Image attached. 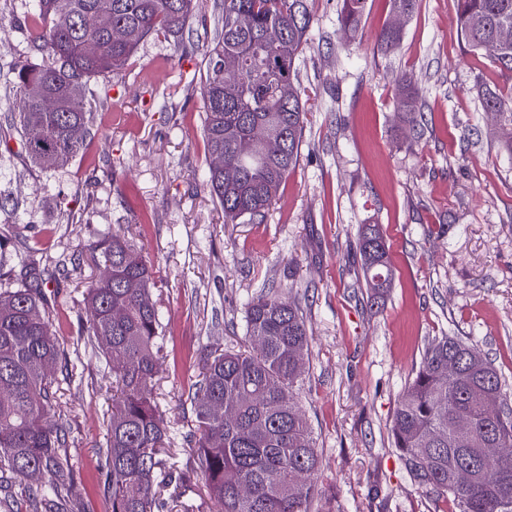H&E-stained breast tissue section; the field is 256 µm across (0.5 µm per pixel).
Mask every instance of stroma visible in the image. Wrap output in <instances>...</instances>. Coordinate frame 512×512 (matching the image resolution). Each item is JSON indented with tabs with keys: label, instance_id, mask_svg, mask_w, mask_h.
Listing matches in <instances>:
<instances>
[{
	"label": "stroma",
	"instance_id": "35a3bbf8",
	"mask_svg": "<svg viewBox=\"0 0 512 512\" xmlns=\"http://www.w3.org/2000/svg\"><path fill=\"white\" fill-rule=\"evenodd\" d=\"M339 0H317L298 60L303 145L276 203L259 223L228 224L205 180L201 74L210 38L198 22L177 41L149 37L125 68L92 79L93 133L63 168L27 158L6 116L11 67L42 62L26 0H0V254L65 263L47 295L67 357L51 412L67 428L83 512H111L103 487L112 376L79 336L84 297L99 271L101 231H125L155 275L163 337L155 396L171 442L164 470L183 478L160 512H216L189 442L188 391L204 359L245 344V305L284 286L306 315L309 354L297 404L320 458L311 512H448L419 484L391 434L398 398L432 337L455 336L488 354L512 388V154L473 90L512 92L504 75L457 33L456 0H419L399 49L374 44L391 0H368L355 41L339 31ZM422 89L421 120L395 110L401 77ZM380 225L393 285L379 313L356 254L362 225Z\"/></svg>",
	"mask_w": 512,
	"mask_h": 512
}]
</instances>
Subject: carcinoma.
<instances>
[{"label":"carcinoma","mask_w":512,"mask_h":512,"mask_svg":"<svg viewBox=\"0 0 512 512\" xmlns=\"http://www.w3.org/2000/svg\"><path fill=\"white\" fill-rule=\"evenodd\" d=\"M461 39L485 52L504 74L512 73V44L498 32L512 29V0H457ZM315 0H213L201 95L206 179L224 223L263 221L303 143L307 101L296 61L314 22ZM368 0H341L340 29L355 39ZM194 0H34L26 11L46 60L17 63L12 84L18 98L17 132L31 162L42 170L65 166L91 138L88 82L112 77L149 36L179 38L194 15ZM105 17L112 26L93 32L97 51H85L87 24ZM122 30L126 40L110 34ZM402 29L382 30L376 50L399 48ZM240 69L224 77V54ZM291 87L287 95L282 85ZM52 94L53 111L40 99ZM419 90L401 81L397 110L415 121ZM483 111L500 129L512 130V95L478 86ZM39 130L41 143L28 141ZM358 250L372 282L368 302L384 303L393 270L381 228L362 225ZM95 262L112 267V281L92 283L85 297L89 344L112 372L117 399L103 449L111 512H159L164 485L161 452L168 444L155 403L162 345L153 272L142 250L119 233L94 246ZM13 269L0 262V508L12 500L15 479L29 491L31 512H74L75 471L66 428L48 416L65 356L55 328V308L35 263L22 266L25 284L11 287ZM246 346L213 353L202 367L190 401L196 429L190 442L208 495L221 512H310L319 458L311 426L295 394L308 356L304 315L281 289L270 288L246 307ZM457 364L448 376V360ZM498 395L501 411L487 416L481 399ZM234 416L226 419L223 408ZM469 420L466 443L452 423ZM394 446L419 483L445 496L451 512H512V395L478 348L453 336L429 342L418 370L400 395L392 420Z\"/></svg>","instance_id":"1"}]
</instances>
